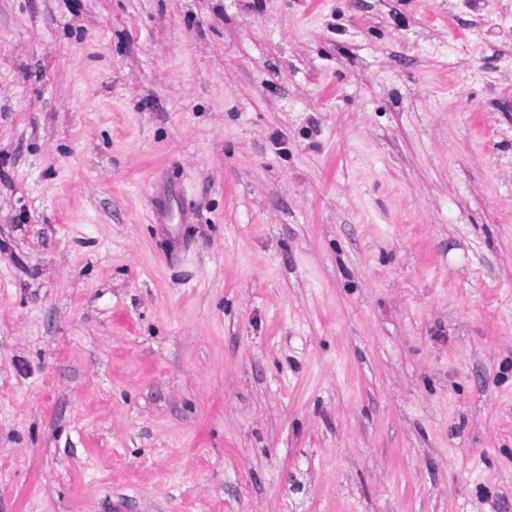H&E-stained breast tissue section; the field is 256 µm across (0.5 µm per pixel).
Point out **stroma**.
I'll list each match as a JSON object with an SVG mask.
<instances>
[{
  "instance_id": "stroma-1",
  "label": "stroma",
  "mask_w": 512,
  "mask_h": 512,
  "mask_svg": "<svg viewBox=\"0 0 512 512\" xmlns=\"http://www.w3.org/2000/svg\"><path fill=\"white\" fill-rule=\"evenodd\" d=\"M0 512H512V0H0Z\"/></svg>"
}]
</instances>
